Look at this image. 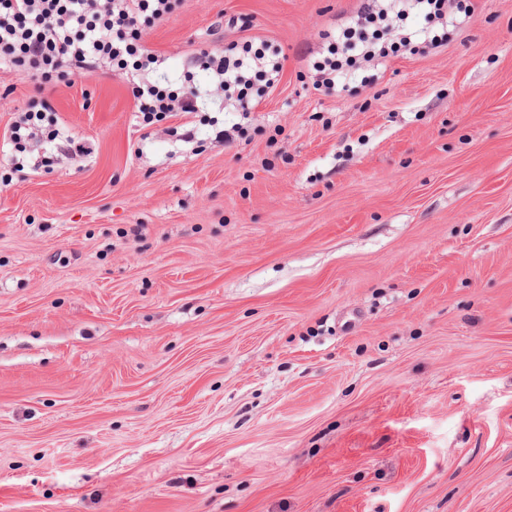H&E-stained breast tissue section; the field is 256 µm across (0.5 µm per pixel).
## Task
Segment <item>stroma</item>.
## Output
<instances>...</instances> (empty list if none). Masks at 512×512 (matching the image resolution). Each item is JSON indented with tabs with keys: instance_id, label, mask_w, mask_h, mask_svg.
<instances>
[{
	"instance_id": "stroma-1",
	"label": "stroma",
	"mask_w": 512,
	"mask_h": 512,
	"mask_svg": "<svg viewBox=\"0 0 512 512\" xmlns=\"http://www.w3.org/2000/svg\"><path fill=\"white\" fill-rule=\"evenodd\" d=\"M374 85L314 88L357 0H176L280 49L245 135L48 85L86 156L0 165V512H512V0ZM35 84L0 69V135Z\"/></svg>"
}]
</instances>
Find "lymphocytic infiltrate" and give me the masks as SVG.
I'll return each instance as SVG.
<instances>
[{"label": "lymphocytic infiltrate", "mask_w": 512, "mask_h": 512, "mask_svg": "<svg viewBox=\"0 0 512 512\" xmlns=\"http://www.w3.org/2000/svg\"><path fill=\"white\" fill-rule=\"evenodd\" d=\"M172 0H0V67L35 80L39 85L62 82L75 72H93L101 65L122 75L143 123L195 112L199 98L218 97L234 111L250 114L279 80L283 63L268 43H232L222 50H204L193 62L210 75L206 87L178 97L152 81L157 57L142 43L138 20L163 18ZM470 8L460 0H360L356 12L337 31H324L326 54L314 64L316 82L333 88L352 78L369 83V71L401 52L417 53L423 46L445 39L448 27ZM423 27L408 23L411 16ZM50 100L29 98L4 137L0 154L20 160L28 141L44 136L49 151L66 144L72 155L85 147L79 139L45 125Z\"/></svg>", "instance_id": "1"}]
</instances>
